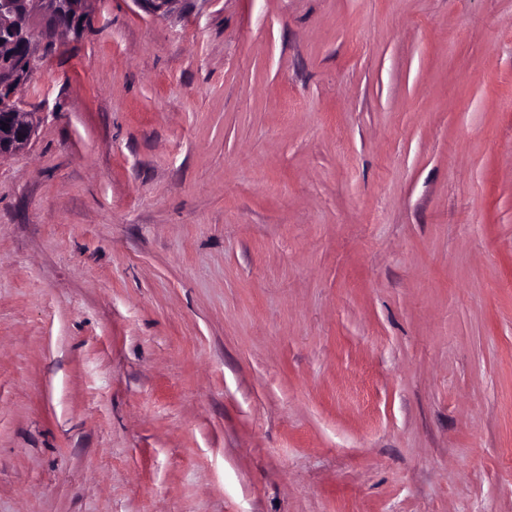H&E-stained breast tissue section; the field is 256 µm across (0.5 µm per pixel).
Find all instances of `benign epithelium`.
Masks as SVG:
<instances>
[{
  "label": "benign epithelium",
  "mask_w": 512,
  "mask_h": 512,
  "mask_svg": "<svg viewBox=\"0 0 512 512\" xmlns=\"http://www.w3.org/2000/svg\"><path fill=\"white\" fill-rule=\"evenodd\" d=\"M88 0H0V59L19 60L34 71L39 46L67 39L87 19ZM21 82L0 71V157L24 150L38 123L37 113L20 105ZM7 129H1L3 124Z\"/></svg>",
  "instance_id": "benign-epithelium-1"
}]
</instances>
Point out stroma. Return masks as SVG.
Segmentation results:
<instances>
[{
	"mask_svg": "<svg viewBox=\"0 0 512 512\" xmlns=\"http://www.w3.org/2000/svg\"><path fill=\"white\" fill-rule=\"evenodd\" d=\"M0 158V512H512V0H91Z\"/></svg>",
	"mask_w": 512,
	"mask_h": 512,
	"instance_id": "stroma-1",
	"label": "stroma"
}]
</instances>
